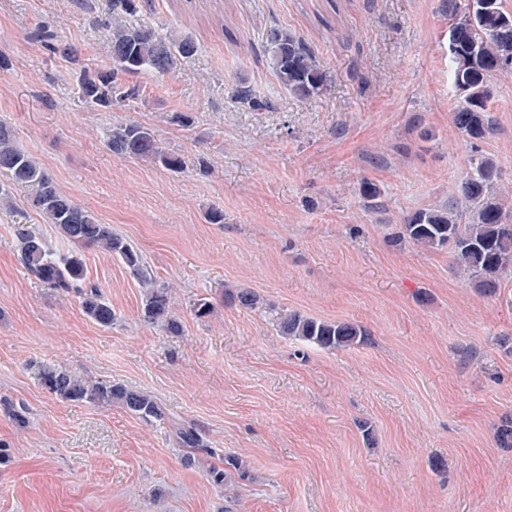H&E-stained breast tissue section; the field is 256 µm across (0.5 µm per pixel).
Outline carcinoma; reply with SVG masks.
<instances>
[{
    "instance_id": "obj_1",
    "label": "carcinoma",
    "mask_w": 512,
    "mask_h": 512,
    "mask_svg": "<svg viewBox=\"0 0 512 512\" xmlns=\"http://www.w3.org/2000/svg\"><path fill=\"white\" fill-rule=\"evenodd\" d=\"M448 15L457 18L448 29L453 48L448 50V68L456 92L457 107L452 122L457 130L473 139L493 131L488 116L491 98L489 79L496 73L512 71V13L503 8L502 0H443ZM110 42L109 63L82 73L78 98L87 105L110 110L139 95L136 85L122 82L123 77L152 71L163 76L184 59L194 56L198 47L188 36L159 35L147 26L112 23L106 28ZM44 46L76 66L79 55L67 50L50 31L41 34ZM269 64L282 87L300 99L317 95L325 81L314 50L302 37L287 28H271L266 35ZM236 99L250 109L267 106L253 87L241 79ZM107 145L119 157H134L159 164L169 170L185 166L182 157L166 151L152 128L141 123L112 126ZM499 172L496 160L486 155L472 156L460 175L459 194L450 205L419 209L396 225L392 242L416 245L425 250L448 252L452 264L476 280V286L494 293L502 278L512 276V207L497 194L495 182ZM0 174L9 183L0 186V205L9 204L13 186L33 190V205L46 223L54 227L68 245L64 253H55L43 235L33 228L17 233L19 263L36 279L51 288L78 294L85 315L95 323L110 327L115 321L112 305L98 286L86 281L83 249L98 248L119 258L144 289L141 317L147 325L178 334L181 323L173 311L170 287L159 281L143 262L139 253L124 238L112 232V225L102 224L89 210L58 189L53 179L35 158L15 145L9 130L0 126ZM225 299L242 307L260 302L251 288L240 287L225 293ZM281 335L316 346L335 350L359 345L369 333L361 326L312 317L298 311L277 318ZM41 385L55 397L74 403L117 405L146 421H164L167 414L150 394L130 389L104 379L84 380L58 364H45L40 372ZM0 407L19 427L28 424V408L0 400ZM175 439L186 449L188 466L205 454L218 462L205 470L208 482L224 488L231 479L227 468L240 478L247 476L246 466L235 456H224L193 427L173 428Z\"/></svg>"
}]
</instances>
